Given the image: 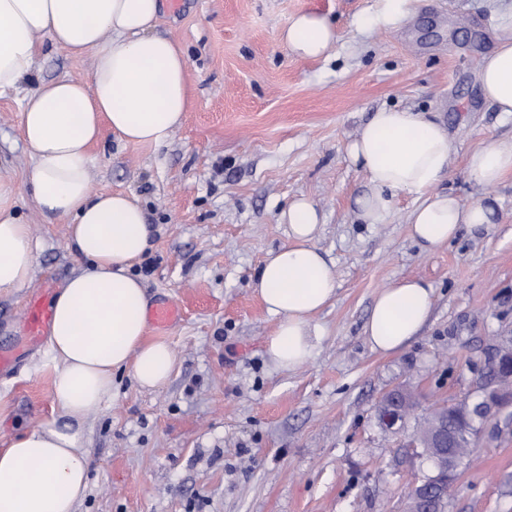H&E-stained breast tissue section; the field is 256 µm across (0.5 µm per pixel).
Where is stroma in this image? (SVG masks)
<instances>
[{"label": "stroma", "mask_w": 512, "mask_h": 512, "mask_svg": "<svg viewBox=\"0 0 512 512\" xmlns=\"http://www.w3.org/2000/svg\"><path fill=\"white\" fill-rule=\"evenodd\" d=\"M505 2L416 0L401 24L371 29L359 20L375 0H164L157 30L187 53L190 107L161 146L105 134L90 177L96 190L135 195L148 215L153 247L133 271L151 303L181 307L169 327L147 329L176 364L157 390L120 374L112 402L87 419L89 485L76 512H405L420 465L399 453L379 400L406 385L424 415L463 399L488 372L496 336L512 330V176L487 189L466 172L478 144L512 142V118L478 81ZM306 11L334 23L330 58L304 60L280 43ZM90 71L89 58L42 42L37 79ZM382 107L445 125L453 160L438 188L465 204L494 198L489 233L463 230L422 250L406 195L381 223L359 222L368 188L345 146ZM20 112V96H0V177L19 182L31 165ZM299 195L322 212L316 244L336 295L315 317L324 335L312 356L282 371L264 346L277 320L249 282L267 251L287 244L279 213ZM17 213L39 250L31 281L0 294L1 348L22 342L28 300L59 291L79 266L66 219L45 221L26 191ZM409 277L433 288L429 321L400 352H373L364 325L375 295ZM56 373L40 345L0 373V448L52 419ZM445 512H512V424L488 422Z\"/></svg>", "instance_id": "35a3bbf8"}]
</instances>
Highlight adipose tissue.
<instances>
[{"instance_id": "ef3b65f1", "label": "adipose tissue", "mask_w": 512, "mask_h": 512, "mask_svg": "<svg viewBox=\"0 0 512 512\" xmlns=\"http://www.w3.org/2000/svg\"><path fill=\"white\" fill-rule=\"evenodd\" d=\"M161 8L160 0H0V95H21L20 131L32 159L24 183L0 178V292L26 285L35 268L37 244L16 214L22 187H30L44 219H67L80 261L55 299L46 340L58 370L51 392L59 413L0 449V512H75L88 487L84 422L112 400L115 374L130 371L141 387L157 389L175 367L169 345L146 335V288L132 272L153 246L145 210L134 195L94 190L89 177L92 148L105 133L161 145L188 110V58L157 32ZM42 37L90 57L88 78L33 82ZM494 37L479 67L481 91L512 115V15L502 17ZM279 39L299 57L320 59L330 55L338 34L325 15L301 13ZM346 157L368 184L363 222L379 223L398 195L417 196L408 223L424 249L447 245L461 227L482 232L496 221L492 204L465 205L437 191L450 170L452 142L426 113L377 110L347 144ZM466 171L476 184L495 186L512 175V144L479 145ZM279 221L289 229V243L266 253L251 286L277 319L266 355L290 371L312 355L323 334L314 317L336 286L316 245L317 205L295 197ZM432 295L430 284L415 278L381 289L364 325L372 350L405 348L425 326Z\"/></svg>"}]
</instances>
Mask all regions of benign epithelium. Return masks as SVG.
<instances>
[{"mask_svg": "<svg viewBox=\"0 0 512 512\" xmlns=\"http://www.w3.org/2000/svg\"><path fill=\"white\" fill-rule=\"evenodd\" d=\"M512 403V336L499 337L491 357L487 379L475 387V396L459 410L474 420L485 422L496 418L503 407ZM417 401L409 387H397L385 393L377 405L379 420L395 433L405 430L415 417ZM474 430L460 427L448 429V410L437 409L420 423L418 430L408 433L400 447L413 459H427L429 472L415 476L409 496L408 512H438L453 488L450 470L460 467L463 444Z\"/></svg>", "mask_w": 512, "mask_h": 512, "instance_id": "benign-epithelium-1", "label": "benign epithelium"}]
</instances>
